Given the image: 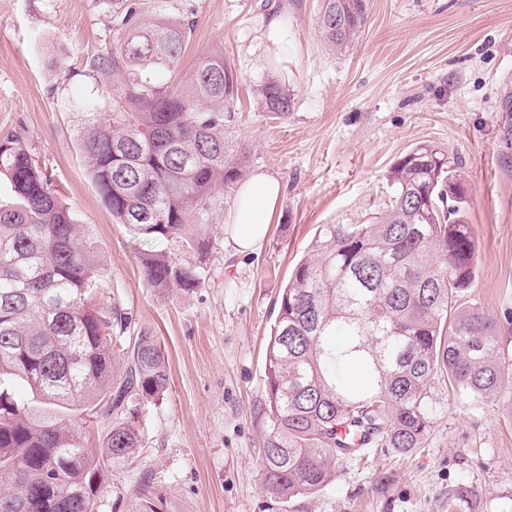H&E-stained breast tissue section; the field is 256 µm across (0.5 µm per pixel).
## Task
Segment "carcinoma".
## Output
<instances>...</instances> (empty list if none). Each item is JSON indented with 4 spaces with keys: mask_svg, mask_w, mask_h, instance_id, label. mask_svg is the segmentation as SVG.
Returning <instances> with one entry per match:
<instances>
[{
    "mask_svg": "<svg viewBox=\"0 0 512 512\" xmlns=\"http://www.w3.org/2000/svg\"><path fill=\"white\" fill-rule=\"evenodd\" d=\"M119 36L92 65L122 77L112 114L92 115L84 152L112 217L142 239H183L204 259L209 240L186 238L217 185L230 193L246 150L232 140L239 77L221 56L197 62L185 87L144 67L178 65L192 24L157 22L142 0H113ZM368 0H323L319 33L349 47ZM283 117L286 85L262 88ZM0 512H96L112 464L143 447L140 406L164 397L169 369L157 336L126 343L128 312L98 307L103 272L82 225L49 187L19 137L0 139ZM388 202L361 224H323L278 298L266 359L264 488L287 502L325 488L357 448L408 453L433 423L437 381L483 403L512 401V360L497 322L455 307L474 279L477 243L448 154L419 144L386 176ZM154 288L201 286L206 267L161 254L142 261ZM109 421L100 451L86 448L67 412ZM472 485L448 488V512H480Z\"/></svg>",
    "mask_w": 512,
    "mask_h": 512,
    "instance_id": "carcinoma-1",
    "label": "carcinoma"
}]
</instances>
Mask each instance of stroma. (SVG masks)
I'll use <instances>...</instances> for the list:
<instances>
[{"label":"stroma","mask_w":512,"mask_h":512,"mask_svg":"<svg viewBox=\"0 0 512 512\" xmlns=\"http://www.w3.org/2000/svg\"><path fill=\"white\" fill-rule=\"evenodd\" d=\"M159 19L193 22L176 70L224 57L239 77L233 138L246 171L280 179L283 196L265 240L237 252L216 187L208 217L188 235L209 239L206 259L180 240L148 242L116 223L83 149L91 113L111 112L116 77L91 65L117 36L112 0H0V137L18 136L93 242L107 268L102 305L120 303L158 336L170 382L141 407L144 446L113 465L97 512H448L459 482L483 512H512V404L475 403L444 384L432 390L434 424L408 453L374 447L343 458L329 485L288 503L262 484L266 349L274 303L319 225L361 221L388 194L386 173L419 143L447 151L465 191L464 218L477 241L465 300L501 322L512 351V0H370L352 45L332 52L316 18L320 0H145ZM288 30L272 45L271 22ZM279 55L286 72L270 70ZM285 80L287 116L267 112L261 89ZM165 254L204 263L192 291L151 287L142 259Z\"/></svg>","instance_id":"obj_1"}]
</instances>
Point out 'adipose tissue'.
<instances>
[{"mask_svg":"<svg viewBox=\"0 0 512 512\" xmlns=\"http://www.w3.org/2000/svg\"><path fill=\"white\" fill-rule=\"evenodd\" d=\"M281 194V185L265 172L252 174L244 180L228 221L233 226L231 240L242 252L256 249L264 240Z\"/></svg>","mask_w":512,"mask_h":512,"instance_id":"ef3b65f1","label":"adipose tissue"}]
</instances>
